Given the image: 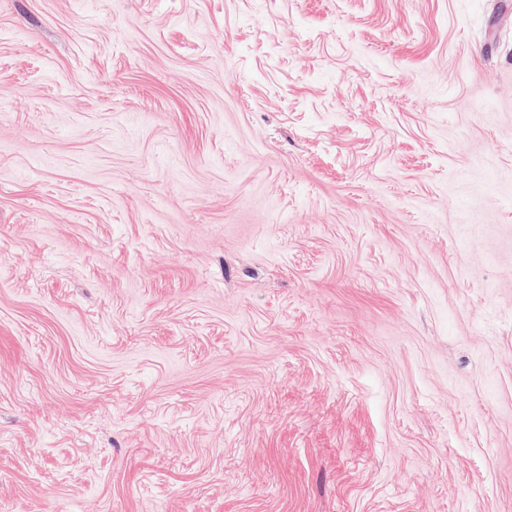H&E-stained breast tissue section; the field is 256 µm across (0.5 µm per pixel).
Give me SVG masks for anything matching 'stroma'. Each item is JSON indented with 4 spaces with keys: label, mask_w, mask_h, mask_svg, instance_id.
<instances>
[{
    "label": "stroma",
    "mask_w": 512,
    "mask_h": 512,
    "mask_svg": "<svg viewBox=\"0 0 512 512\" xmlns=\"http://www.w3.org/2000/svg\"><path fill=\"white\" fill-rule=\"evenodd\" d=\"M0 512H512V0H0Z\"/></svg>",
    "instance_id": "1"
}]
</instances>
